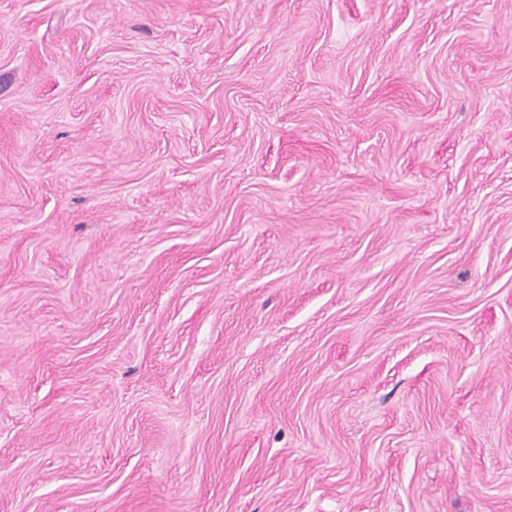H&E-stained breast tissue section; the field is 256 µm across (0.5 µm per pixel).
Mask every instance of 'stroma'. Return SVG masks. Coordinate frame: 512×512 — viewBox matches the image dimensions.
Wrapping results in <instances>:
<instances>
[{
    "instance_id": "1",
    "label": "stroma",
    "mask_w": 512,
    "mask_h": 512,
    "mask_svg": "<svg viewBox=\"0 0 512 512\" xmlns=\"http://www.w3.org/2000/svg\"><path fill=\"white\" fill-rule=\"evenodd\" d=\"M0 512H512V0H0Z\"/></svg>"
}]
</instances>
